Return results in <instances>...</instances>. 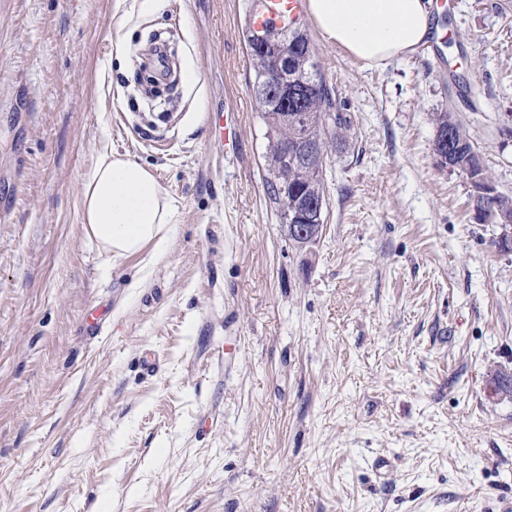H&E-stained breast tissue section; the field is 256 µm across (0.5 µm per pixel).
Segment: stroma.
<instances>
[{
	"instance_id": "35a3bbf8",
	"label": "stroma",
	"mask_w": 512,
	"mask_h": 512,
	"mask_svg": "<svg viewBox=\"0 0 512 512\" xmlns=\"http://www.w3.org/2000/svg\"><path fill=\"white\" fill-rule=\"evenodd\" d=\"M433 2L443 38L372 68L302 15L351 138L301 248L248 0H0V512H512V252L432 150L453 112L512 196V0ZM106 149L177 208L157 260L83 231Z\"/></svg>"
}]
</instances>
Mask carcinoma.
<instances>
[{"label":"carcinoma","mask_w":512,"mask_h":512,"mask_svg":"<svg viewBox=\"0 0 512 512\" xmlns=\"http://www.w3.org/2000/svg\"><path fill=\"white\" fill-rule=\"evenodd\" d=\"M273 42H288L293 47L292 67L288 69V82L293 88V97L288 101V111L308 114V121L315 133L320 137L330 136L337 146H345L350 131L349 121L340 117L331 125L323 123L324 117L333 108L330 88L321 73L320 65L315 58L307 35L298 32L289 37L281 30H269ZM256 111L260 112L267 125L268 160L264 179L266 194L277 211L280 223H288V213L293 211V190L302 186L309 189L314 197L324 196L323 181L320 173H315L307 167L292 166L285 162L284 145L291 142L295 136L293 127H284L276 119L282 105L261 97H255ZM435 127L444 129L448 126L455 128L457 146L450 154L449 163L456 167H471L479 172H486L480 157L474 151L473 145L462 127L457 123L451 112H436L433 114Z\"/></svg>","instance_id":"1"}]
</instances>
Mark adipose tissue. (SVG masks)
<instances>
[{"label": "adipose tissue", "mask_w": 512, "mask_h": 512, "mask_svg": "<svg viewBox=\"0 0 512 512\" xmlns=\"http://www.w3.org/2000/svg\"><path fill=\"white\" fill-rule=\"evenodd\" d=\"M307 10L322 37L370 67L415 52L434 31L432 0H307ZM176 212L153 172L119 153L103 151L83 179V229L112 257L163 255Z\"/></svg>", "instance_id": "adipose-tissue-1"}]
</instances>
